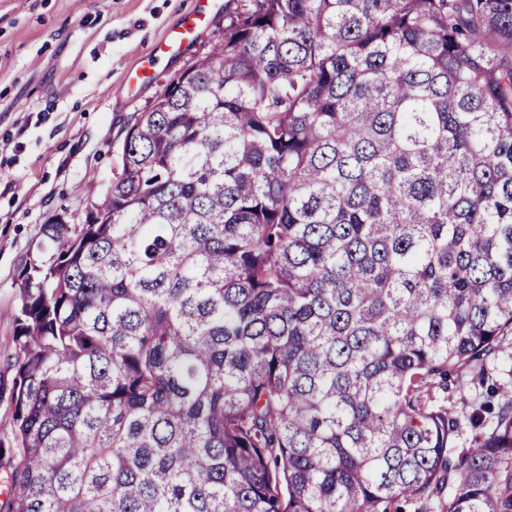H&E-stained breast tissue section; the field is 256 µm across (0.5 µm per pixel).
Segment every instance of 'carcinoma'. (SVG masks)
<instances>
[{
    "label": "carcinoma",
    "instance_id": "obj_1",
    "mask_svg": "<svg viewBox=\"0 0 512 512\" xmlns=\"http://www.w3.org/2000/svg\"><path fill=\"white\" fill-rule=\"evenodd\" d=\"M14 286L3 512H512V0H224ZM487 384L482 386L478 381H473L470 376L459 373L450 378L447 393L441 390L434 393L435 398L433 399L441 404L448 405L461 423L459 435L454 438L452 443L453 450L456 453L460 452L462 448L471 447L473 444L477 431L471 427L469 417L475 410H478L480 402L483 400L490 401L493 412H496L498 403L503 401L501 393L492 398L487 397ZM447 395L448 399H446Z\"/></svg>",
    "mask_w": 512,
    "mask_h": 512
}]
</instances>
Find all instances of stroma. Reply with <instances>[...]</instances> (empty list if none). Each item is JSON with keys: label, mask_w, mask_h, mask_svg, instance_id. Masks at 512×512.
Segmentation results:
<instances>
[{"label": "stroma", "mask_w": 512, "mask_h": 512, "mask_svg": "<svg viewBox=\"0 0 512 512\" xmlns=\"http://www.w3.org/2000/svg\"><path fill=\"white\" fill-rule=\"evenodd\" d=\"M189 0H0V375L13 351L14 278L49 218L83 216L89 185L112 179L132 113L217 38L220 12L183 46L153 55L184 21ZM151 65L150 81L128 79ZM461 423L454 450L471 447L470 415L486 388L464 374L435 391Z\"/></svg>", "instance_id": "stroma-1"}]
</instances>
